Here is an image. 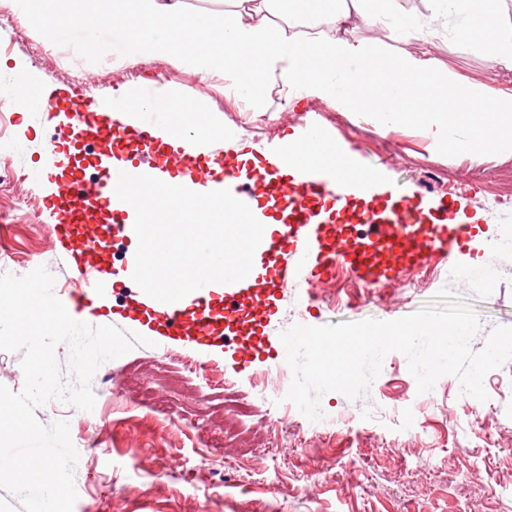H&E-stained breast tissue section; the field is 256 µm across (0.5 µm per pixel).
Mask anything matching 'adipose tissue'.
Segmentation results:
<instances>
[{"label":"adipose tissue","mask_w":512,"mask_h":512,"mask_svg":"<svg viewBox=\"0 0 512 512\" xmlns=\"http://www.w3.org/2000/svg\"><path fill=\"white\" fill-rule=\"evenodd\" d=\"M225 0L223 13L190 9L188 0H8L13 14L36 22L57 43L83 53V67L121 69L138 61L173 65L223 81L256 112L271 90L289 106L318 98L342 112L368 113L390 127L411 107L416 119L454 152L475 142L501 151L512 146V91L459 78L429 55L386 61L354 37L362 24L381 25L389 38L429 41L449 26L451 38L489 47L491 59L512 69V23L501 0ZM109 24L112 41L76 40L74 29ZM159 129L173 147L223 143L221 113L179 108Z\"/></svg>","instance_id":"ef3b65f1"}]
</instances>
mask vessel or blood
Wrapping results in <instances>:
<instances>
[{
    "instance_id": "vessel-or-blood-1",
    "label": "vessel or blood",
    "mask_w": 512,
    "mask_h": 512,
    "mask_svg": "<svg viewBox=\"0 0 512 512\" xmlns=\"http://www.w3.org/2000/svg\"><path fill=\"white\" fill-rule=\"evenodd\" d=\"M76 106L93 116L110 153H117L119 140L135 141L137 154L126 173L174 178L200 193L227 189L259 221L282 219L254 255L271 269L269 280L215 283L171 304L143 293L132 296V311L147 316L163 346L181 341L215 349L231 339L239 352L249 353L257 317L277 288L295 281L298 269L312 279L342 267L367 283L392 281L405 267L451 259L470 233L469 225L449 223L447 206H426L422 196L395 189L373 169L347 161L344 175L325 171L309 150L328 138L311 121L293 129L287 149L255 150L246 160L232 148L195 157L173 150L144 118L129 123L114 117L111 103L83 98ZM209 157L213 168L198 166V159ZM116 182V174L105 170L89 187L97 208L110 210L112 221L85 232L82 252L101 254L112 245L111 233L128 229L131 207L116 196Z\"/></svg>"
}]
</instances>
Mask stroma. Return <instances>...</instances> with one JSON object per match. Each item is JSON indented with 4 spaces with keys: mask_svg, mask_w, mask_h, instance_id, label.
<instances>
[{
    "mask_svg": "<svg viewBox=\"0 0 512 512\" xmlns=\"http://www.w3.org/2000/svg\"><path fill=\"white\" fill-rule=\"evenodd\" d=\"M357 37L386 58L398 54H428L441 66L462 76L512 82V69L491 67L486 53L448 40L425 43L411 38L390 42L375 26L357 29ZM0 59L19 78L35 79V92L69 87L65 74L80 69L77 61L56 54L41 59L9 37L0 38ZM94 98L109 97L113 88L133 77L157 81L184 94L204 92L223 114L224 128L241 141L273 146L288 138L307 115H315L343 158L378 168L401 190L420 193L429 202L444 198V186L456 185V209L474 218L471 241L454 262L428 266L421 287L403 291L383 282L368 285L337 273L329 288L309 289L307 283L277 293L260 319V339L249 364H242L232 346L201 350L180 342V352L210 369L213 379L229 383L245 412L224 414L223 393L202 399L192 394H158L148 371L160 357L161 346H139L107 367L122 380L119 397L97 396L92 411L69 405H44L35 411L42 424L69 423L72 444L78 445L74 512H512V368L490 373L495 386L487 401L468 399L458 379L439 381L431 406L418 418L421 437L407 440L394 433L389 418L394 408L412 402L415 384L402 354L385 361L384 393L354 399L329 392L320 399L325 417L350 414L353 428H336L334 436L307 432L282 439L263 423L277 409L262 390L261 378L284 362L280 334L293 324L311 326L357 322L369 318L395 320L409 316L443 287H451L483 317L487 327H512V269L499 267L491 242L512 233V210L487 211L481 201L512 195V157L494 151L466 156L435 145L424 126L404 121L382 130L362 112H341L310 98L295 108L269 102L262 126L246 131L235 98L220 83H206L171 65L161 72L139 61L131 68L96 72ZM54 123L33 113L30 124L15 122L7 129L12 166L23 188L32 190L40 223H50L57 198L53 185L67 181L69 166L47 173L44 145ZM0 240L8 242L20 260L38 256L73 276L68 252L54 238L44 239L25 225L0 222ZM131 278L115 279L93 295V317L125 331L148 335L147 327L121 318L127 296L136 293ZM107 423L97 448L80 447L81 433L92 419ZM180 468L166 471L170 457Z\"/></svg>",
    "mask_w": 512,
    "mask_h": 512,
    "instance_id": "1",
    "label": "stroma"
}]
</instances>
